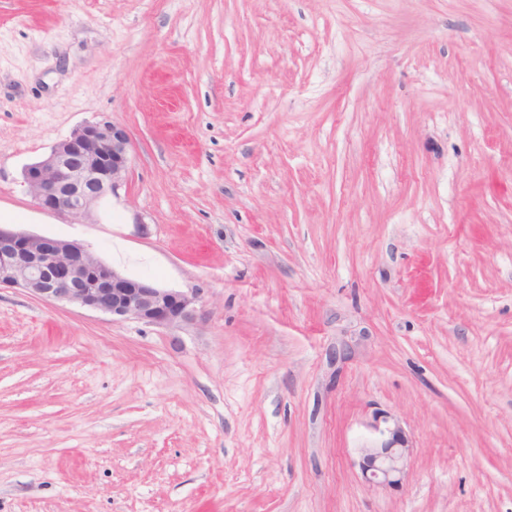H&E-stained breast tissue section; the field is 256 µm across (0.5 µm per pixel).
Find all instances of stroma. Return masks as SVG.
<instances>
[{"label": "stroma", "instance_id": "obj_1", "mask_svg": "<svg viewBox=\"0 0 512 512\" xmlns=\"http://www.w3.org/2000/svg\"><path fill=\"white\" fill-rule=\"evenodd\" d=\"M103 116L124 183L37 208ZM1 224L204 320L1 289L0 512H512V0H0ZM130 146L127 129L111 118L87 122L27 165L23 180L38 208L86 216L124 180ZM370 426L379 436L358 448L362 477L369 484L396 485L412 454L409 440L400 424L394 420L390 424L388 416H376Z\"/></svg>", "mask_w": 512, "mask_h": 512}]
</instances>
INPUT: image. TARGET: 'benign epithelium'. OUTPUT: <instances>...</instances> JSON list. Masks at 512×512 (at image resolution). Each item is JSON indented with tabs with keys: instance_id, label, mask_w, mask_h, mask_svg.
<instances>
[{
	"instance_id": "obj_1",
	"label": "benign epithelium",
	"mask_w": 512,
	"mask_h": 512,
	"mask_svg": "<svg viewBox=\"0 0 512 512\" xmlns=\"http://www.w3.org/2000/svg\"><path fill=\"white\" fill-rule=\"evenodd\" d=\"M131 140L127 129L104 117L75 128L44 158L27 165L23 180L36 206L86 216L124 180ZM19 288L44 301L65 302L114 320L188 327L201 317L198 295L163 288L150 279L127 277L89 248L0 226V288ZM378 437L358 449L365 482L396 485L412 454L396 421L375 417Z\"/></svg>"
}]
</instances>
